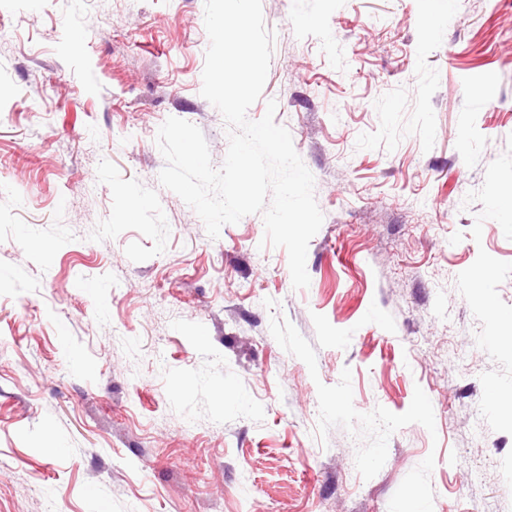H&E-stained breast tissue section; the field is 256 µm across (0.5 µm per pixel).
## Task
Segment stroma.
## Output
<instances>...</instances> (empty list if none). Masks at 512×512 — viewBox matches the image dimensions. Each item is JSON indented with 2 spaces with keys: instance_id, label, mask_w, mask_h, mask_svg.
<instances>
[{
  "instance_id": "obj_1",
  "label": "stroma",
  "mask_w": 512,
  "mask_h": 512,
  "mask_svg": "<svg viewBox=\"0 0 512 512\" xmlns=\"http://www.w3.org/2000/svg\"><path fill=\"white\" fill-rule=\"evenodd\" d=\"M431 9L262 0L297 290L158 179L204 0H0V512H512V0Z\"/></svg>"
}]
</instances>
